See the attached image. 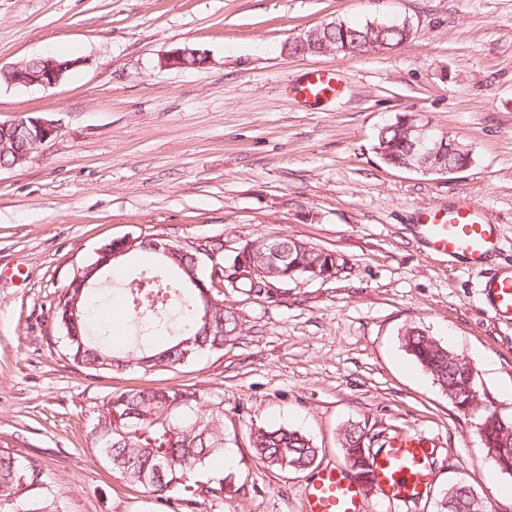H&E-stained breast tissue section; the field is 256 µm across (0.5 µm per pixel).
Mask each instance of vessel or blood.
<instances>
[{
	"label": "vessel or blood",
	"mask_w": 512,
	"mask_h": 512,
	"mask_svg": "<svg viewBox=\"0 0 512 512\" xmlns=\"http://www.w3.org/2000/svg\"><path fill=\"white\" fill-rule=\"evenodd\" d=\"M344 79L340 74L316 70L300 91L305 98L320 99L339 94ZM424 242L449 260L482 267L500 245L496 224L468 199L449 203L447 208L422 214ZM484 298L495 317L512 321V272L488 278ZM433 441L415 433L391 438L386 447L369 460L373 488L383 501L409 505L426 492L432 481L429 446ZM365 489L342 467L319 471L306 493V512H365Z\"/></svg>",
	"instance_id": "obj_1"
}]
</instances>
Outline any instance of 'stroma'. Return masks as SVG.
<instances>
[{
  "label": "stroma",
  "instance_id": "stroma-1",
  "mask_svg": "<svg viewBox=\"0 0 512 512\" xmlns=\"http://www.w3.org/2000/svg\"><path fill=\"white\" fill-rule=\"evenodd\" d=\"M407 21L388 52L291 58L283 46L329 21ZM208 53L203 69L162 66L170 50ZM37 56L78 65L52 88L0 82V122L37 117L56 136L0 168V448L42 469L59 512H167L113 475L91 430L113 392L195 388L224 404L232 466L207 477L193 512H305L315 469L253 458L250 427L285 426L338 465L357 424L381 448L435 439L434 480L412 512H436L468 484L512 512V475L490 470L478 433L512 418V324L483 299L485 271L430 252L422 212L467 198L499 226L492 266L512 269V0H0V67ZM340 72L330 101L298 92L308 71ZM405 114L470 150L448 175L386 166L376 136ZM147 230L173 240L282 235L336 253V278L278 284L272 300L226 298L240 330L218 355L176 371L88 375L69 361L54 306L103 242ZM417 326L466 357L480 402L459 413L406 351Z\"/></svg>",
  "mask_w": 512,
  "mask_h": 512
}]
</instances>
